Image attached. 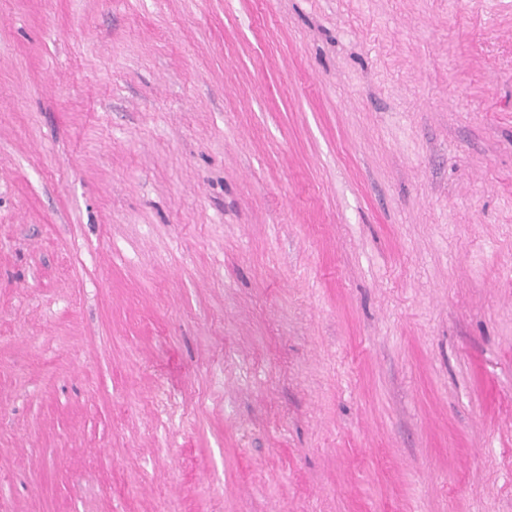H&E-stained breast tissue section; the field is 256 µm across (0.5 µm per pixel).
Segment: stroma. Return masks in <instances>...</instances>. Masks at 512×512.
<instances>
[{"label":"stroma","mask_w":512,"mask_h":512,"mask_svg":"<svg viewBox=\"0 0 512 512\" xmlns=\"http://www.w3.org/2000/svg\"><path fill=\"white\" fill-rule=\"evenodd\" d=\"M0 512H512V0H0Z\"/></svg>","instance_id":"1"}]
</instances>
